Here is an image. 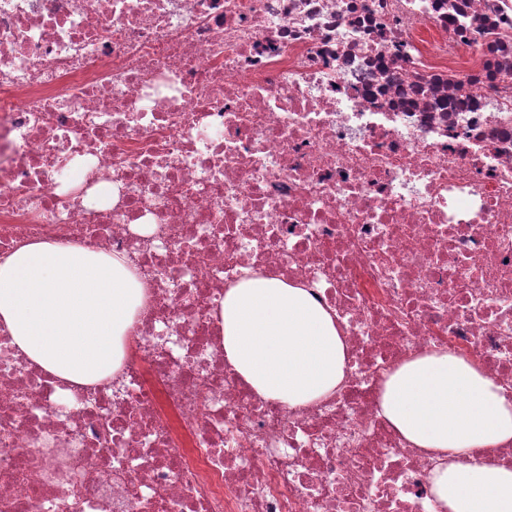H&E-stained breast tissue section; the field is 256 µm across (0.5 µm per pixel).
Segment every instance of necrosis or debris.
<instances>
[{"label": "necrosis or debris", "mask_w": 512, "mask_h": 512, "mask_svg": "<svg viewBox=\"0 0 512 512\" xmlns=\"http://www.w3.org/2000/svg\"><path fill=\"white\" fill-rule=\"evenodd\" d=\"M42 241L147 300L95 386L0 324V512H441L379 389L435 350L512 397V0H0V260ZM256 275L333 316L330 395L225 361Z\"/></svg>", "instance_id": "obj_1"}]
</instances>
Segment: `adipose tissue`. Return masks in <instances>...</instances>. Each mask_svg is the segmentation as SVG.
Instances as JSON below:
<instances>
[{
  "mask_svg": "<svg viewBox=\"0 0 512 512\" xmlns=\"http://www.w3.org/2000/svg\"><path fill=\"white\" fill-rule=\"evenodd\" d=\"M146 291L124 256L41 242L0 263V323L45 373L100 383L119 369ZM225 360L259 395L292 407L331 394L346 376V347L306 288L252 277L212 313ZM383 416L416 447L443 458L431 491L443 512H512V469L451 456L512 442V399L478 366L432 351L385 379Z\"/></svg>",
  "mask_w": 512,
  "mask_h": 512,
  "instance_id": "1",
  "label": "adipose tissue"
}]
</instances>
